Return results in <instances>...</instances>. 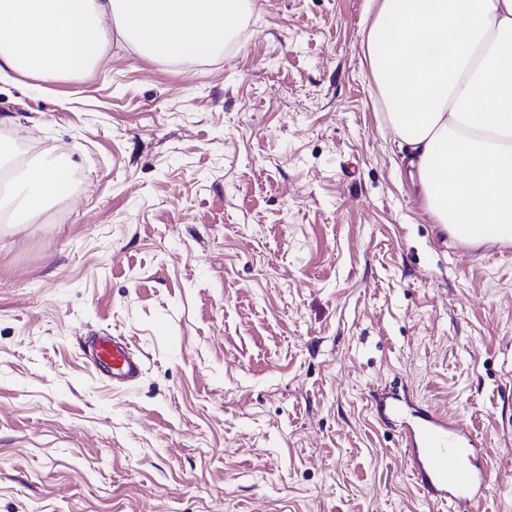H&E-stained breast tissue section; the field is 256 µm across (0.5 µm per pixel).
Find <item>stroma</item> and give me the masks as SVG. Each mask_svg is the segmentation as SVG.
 Returning a JSON list of instances; mask_svg holds the SVG:
<instances>
[{
  "label": "stroma",
  "mask_w": 512,
  "mask_h": 512,
  "mask_svg": "<svg viewBox=\"0 0 512 512\" xmlns=\"http://www.w3.org/2000/svg\"><path fill=\"white\" fill-rule=\"evenodd\" d=\"M250 2L210 60L0 82V141L81 177L0 222V512H438L382 397L474 425L512 512V259L438 245L369 0ZM82 353L92 371L106 375L115 386L137 381L143 371L141 356L121 336H92L84 343Z\"/></svg>",
  "instance_id": "1"
}]
</instances>
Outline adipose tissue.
Listing matches in <instances>:
<instances>
[{
	"instance_id": "obj_1",
	"label": "adipose tissue",
	"mask_w": 512,
	"mask_h": 512,
	"mask_svg": "<svg viewBox=\"0 0 512 512\" xmlns=\"http://www.w3.org/2000/svg\"><path fill=\"white\" fill-rule=\"evenodd\" d=\"M370 75L410 149L434 223L512 233V0H375ZM249 0H0V78L50 81L98 64L112 36L139 55L218 56ZM0 194L9 223H34L66 196L58 163H18Z\"/></svg>"
}]
</instances>
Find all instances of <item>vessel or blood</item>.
Segmentation results:
<instances>
[{"mask_svg":"<svg viewBox=\"0 0 512 512\" xmlns=\"http://www.w3.org/2000/svg\"><path fill=\"white\" fill-rule=\"evenodd\" d=\"M436 239L470 251L493 247L512 254V238L505 235L479 240L440 225ZM82 353L95 374L107 376L116 386L137 381L143 371L141 356L119 336H93L85 342ZM400 445L408 453L413 475L429 501L471 506L485 498L482 438L458 418L430 408L416 411L401 428Z\"/></svg>","mask_w":512,"mask_h":512,"instance_id":"1","label":"vessel or blood"}]
</instances>
